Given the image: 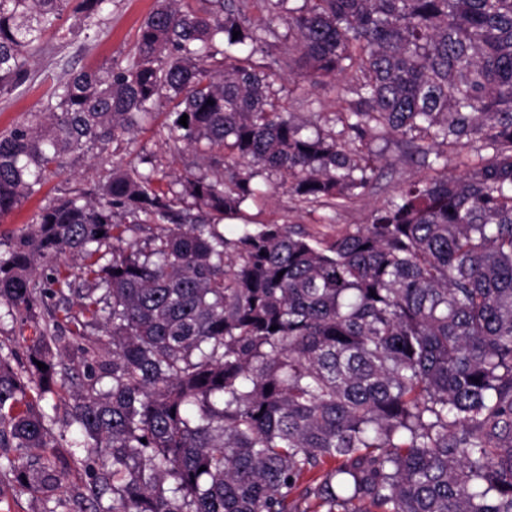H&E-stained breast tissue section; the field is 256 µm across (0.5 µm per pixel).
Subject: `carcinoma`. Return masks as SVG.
<instances>
[{
  "mask_svg": "<svg viewBox=\"0 0 512 512\" xmlns=\"http://www.w3.org/2000/svg\"><path fill=\"white\" fill-rule=\"evenodd\" d=\"M106 2L0 0V94L29 80L46 35L98 26ZM177 2L160 0L125 64L70 75L0 133V216L163 102L174 148L215 170L170 197L115 167L95 198L0 238V301L25 319L65 302L18 368L0 353V448L16 451L0 473L68 512L105 497L110 512H512V0ZM281 39L282 65L345 81L334 128L308 134L271 99L255 56ZM391 138L434 175L366 223L221 229L262 175L330 209L365 195L369 144ZM61 255L83 287H42L38 263ZM78 367L65 414L82 440L63 454L42 402Z\"/></svg>",
  "mask_w": 512,
  "mask_h": 512,
  "instance_id": "obj_1",
  "label": "carcinoma"
}]
</instances>
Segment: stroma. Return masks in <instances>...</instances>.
Returning a JSON list of instances; mask_svg holds the SVG:
<instances>
[{"label": "stroma", "mask_w": 512, "mask_h": 512, "mask_svg": "<svg viewBox=\"0 0 512 512\" xmlns=\"http://www.w3.org/2000/svg\"><path fill=\"white\" fill-rule=\"evenodd\" d=\"M157 4L158 0H110L91 37L62 40L47 36L41 53L31 64L29 83L11 94L0 96V132L23 122L29 112L40 109L53 87L73 72L126 61L134 49L141 24ZM272 91L290 112L304 121L312 119L317 112L331 116L337 109L338 99L346 94L342 78L312 88L299 82L297 72L285 69L278 70L274 76ZM167 122L166 112L157 111L153 119L136 133L133 145L112 144L95 154L69 159L60 176L50 179L37 194L0 217V234L7 236L21 229L39 206L52 199L92 190L113 165H137L136 151L141 147L151 156L154 180L161 189H178L180 176L189 172L210 174L211 169L202 154L176 151L167 142ZM383 155L381 170L372 188L344 209L336 211L299 203L282 186L280 177L274 176L262 182V196L247 201L237 224L225 225L224 232L233 235L241 223L253 228L262 224H297L311 235L323 238L348 226L365 223L370 210L385 202L399 184L431 175L422 163L401 158L396 144H388ZM36 334V323L21 322L6 303L0 302L1 349L25 356Z\"/></svg>", "instance_id": "obj_1"}]
</instances>
